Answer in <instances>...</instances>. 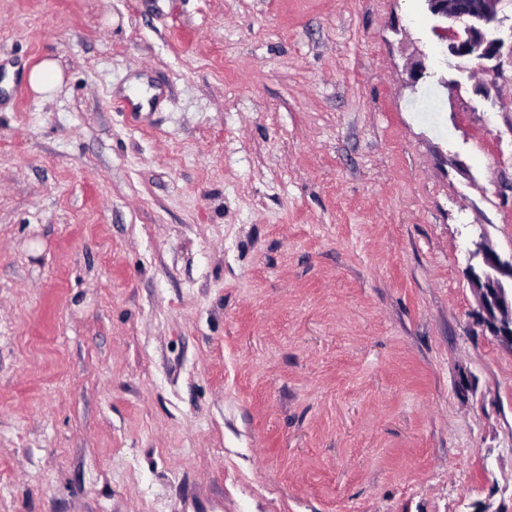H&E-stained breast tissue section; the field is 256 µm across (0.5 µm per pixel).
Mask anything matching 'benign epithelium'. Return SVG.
Returning a JSON list of instances; mask_svg holds the SVG:
<instances>
[{
  "label": "benign epithelium",
  "instance_id": "7a95c632",
  "mask_svg": "<svg viewBox=\"0 0 512 512\" xmlns=\"http://www.w3.org/2000/svg\"><path fill=\"white\" fill-rule=\"evenodd\" d=\"M429 12L447 22L435 32L456 57L498 60L504 40L496 35L512 0H426ZM467 279L477 300L482 327L512 351V257H502L483 236L472 242Z\"/></svg>",
  "mask_w": 512,
  "mask_h": 512
}]
</instances>
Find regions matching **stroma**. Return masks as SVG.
<instances>
[{"instance_id": "stroma-1", "label": "stroma", "mask_w": 512, "mask_h": 512, "mask_svg": "<svg viewBox=\"0 0 512 512\" xmlns=\"http://www.w3.org/2000/svg\"><path fill=\"white\" fill-rule=\"evenodd\" d=\"M437 24L0 0V512H512V58ZM57 77L55 64L51 61H44L32 70L29 83L35 91L44 92L53 85ZM466 268L477 300L476 315L482 327L503 347L512 351V255L503 258L482 235L473 242Z\"/></svg>"}]
</instances>
